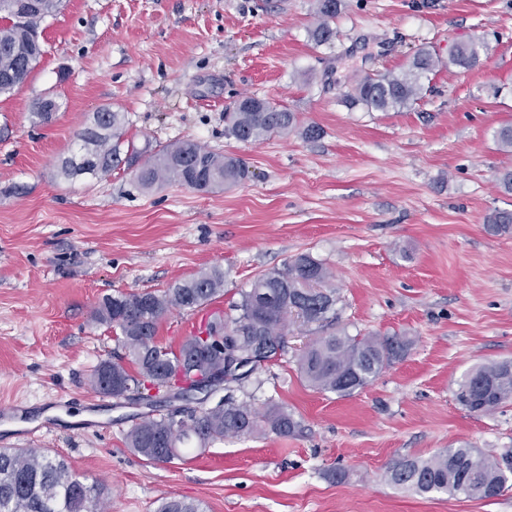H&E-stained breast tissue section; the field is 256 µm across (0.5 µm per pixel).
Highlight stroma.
<instances>
[{"mask_svg":"<svg viewBox=\"0 0 512 512\" xmlns=\"http://www.w3.org/2000/svg\"><path fill=\"white\" fill-rule=\"evenodd\" d=\"M315 0H65L41 26L44 53L0 96V444L57 453L111 512H158L170 497L202 512H512L492 498L416 496L387 467L467 445L512 449V401L476 414L455 399L471 368L512 360V210L497 185L512 153V0H343L318 45ZM480 46L476 66L449 61ZM439 67L399 112L349 108L366 75L404 69L418 48ZM286 105L299 129L260 144L226 137L241 96ZM51 121L32 112L40 98ZM120 107L126 137L159 149L191 139L246 163L235 185L145 191L138 161L74 182L57 172L93 112ZM316 126L317 139L301 128ZM307 253L334 274L333 331L400 336L403 358L352 395L313 390L297 370L324 328L288 317V352L231 384L257 409L276 404L295 433L227 438L155 464L125 436L134 406L89 384L119 352L93 311L106 296L160 292L213 266L224 302ZM54 430L27 440L44 422Z\"/></svg>","mask_w":512,"mask_h":512,"instance_id":"stroma-1","label":"stroma"}]
</instances>
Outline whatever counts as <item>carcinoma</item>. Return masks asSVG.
Returning a JSON list of instances; mask_svg holds the SVG:
<instances>
[{
	"instance_id": "cac0c4a2",
	"label": "carcinoma",
	"mask_w": 512,
	"mask_h": 512,
	"mask_svg": "<svg viewBox=\"0 0 512 512\" xmlns=\"http://www.w3.org/2000/svg\"><path fill=\"white\" fill-rule=\"evenodd\" d=\"M37 11L25 8L26 0H0V95L11 93L31 73L43 54L42 23L58 13L54 0H39ZM342 0H317L318 23L312 37L317 45L336 36L331 25ZM479 57L478 48L459 47L451 56L457 66L469 68ZM439 60L431 50H418L399 73L371 74L345 96L351 107L369 112H398L418 101L422 77ZM224 135L247 144H260L272 134L287 135L297 129L296 114L274 101L244 96L231 112L224 113ZM126 115L119 108L103 107L93 113L79 132L78 153L100 175L112 172L135 153L125 139ZM244 176L241 159L216 153L193 140H183L154 151L136 175L140 188L150 190L174 182L209 192L235 185ZM487 233H512V211L496 210L487 217ZM332 273L309 254H299L282 269L258 277L234 305L236 318L212 313L203 326L179 346L157 341L161 319L173 309L195 310L224 294V271L219 267L177 281L159 294L154 292L107 296L94 309L93 318L117 330L125 357L104 360L90 376L91 386L113 398L128 391L148 402L149 411L126 434L131 450L155 463L183 458L190 442L204 450L214 441L269 430L285 435L298 422L278 405L260 411L230 394L213 406L199 402L185 407L188 415L176 418L170 384H189L211 374L225 361L226 351L246 353L256 372L286 352L288 315L296 313L307 324L324 327L335 315L336 289ZM407 349L398 337L350 336L330 333L317 337L298 360L307 384L320 393L349 396L378 378ZM135 367L130 373L125 362ZM456 400L474 413H489L512 401V360L478 365L458 382ZM385 480L416 495L492 498L512 481V468L491 461L476 448H448L428 457H402L392 462ZM0 512H107L102 489L76 477L63 459L44 448H0ZM159 512H200L192 501L170 498Z\"/></svg>"
}]
</instances>
